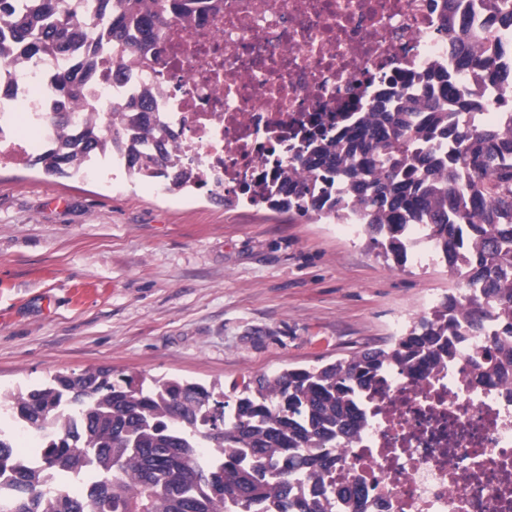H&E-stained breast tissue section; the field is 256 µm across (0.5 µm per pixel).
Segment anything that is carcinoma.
Listing matches in <instances>:
<instances>
[{
	"instance_id": "cac0c4a2",
	"label": "carcinoma",
	"mask_w": 512,
	"mask_h": 512,
	"mask_svg": "<svg viewBox=\"0 0 512 512\" xmlns=\"http://www.w3.org/2000/svg\"><path fill=\"white\" fill-rule=\"evenodd\" d=\"M488 16L485 47L468 35L465 16L450 7L445 30L456 72L478 86L505 92L492 126H469L464 115L481 107L476 93L462 98L448 74L434 71L382 76L370 112L335 128L317 124L282 186L274 209L344 223L351 206L370 243L402 267L401 233L422 224L439 258L460 272L466 289L450 293L432 312L385 348L346 360L284 370L233 383L234 397L179 380L147 384L106 370L59 374L52 383L12 395V418L44 436L36 466L0 430V512H336L323 475L336 461V439L358 428L356 392L388 363L418 370L452 354L451 337L470 332L481 342L478 365L489 375L512 371V68L499 62L494 33L512 27V0H480ZM62 0H0L11 14L14 50L60 54L87 45L92 75L99 41L148 60L156 30L167 17L162 0H94L77 26L63 18ZM60 95L79 101L84 83L68 72L54 78ZM138 104L99 109L100 124L83 134L84 149L103 146L112 113ZM73 154H47L34 165L53 174L78 169ZM337 186L336 194L325 191ZM472 307L465 327L456 316ZM85 475L84 491L59 482Z\"/></svg>"
}]
</instances>
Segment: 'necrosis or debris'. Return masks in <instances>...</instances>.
Wrapping results in <instances>:
<instances>
[{"label": "necrosis or debris", "mask_w": 512, "mask_h": 512, "mask_svg": "<svg viewBox=\"0 0 512 512\" xmlns=\"http://www.w3.org/2000/svg\"><path fill=\"white\" fill-rule=\"evenodd\" d=\"M154 58L98 52L89 92L99 106L146 99L112 116L118 146L147 136L211 195L264 203L288 172L295 136L314 120L349 124L369 111L370 76L450 68L445 0H178ZM82 52L0 63V159L31 161L72 141L98 113L61 102L56 72L81 76ZM66 109L63 127L46 116ZM34 137L22 134V127ZM421 375L395 367L373 381L357 434L336 444L332 490L355 485L360 512H512V374L486 378L477 339Z\"/></svg>", "instance_id": "1"}]
</instances>
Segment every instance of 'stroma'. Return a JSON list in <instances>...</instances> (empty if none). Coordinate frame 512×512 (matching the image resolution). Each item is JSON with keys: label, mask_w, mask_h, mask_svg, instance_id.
Masks as SVG:
<instances>
[{"label": "stroma", "mask_w": 512, "mask_h": 512, "mask_svg": "<svg viewBox=\"0 0 512 512\" xmlns=\"http://www.w3.org/2000/svg\"><path fill=\"white\" fill-rule=\"evenodd\" d=\"M315 217L0 163V394L59 373L229 389L385 347L453 289Z\"/></svg>", "instance_id": "35a3bbf8"}]
</instances>
